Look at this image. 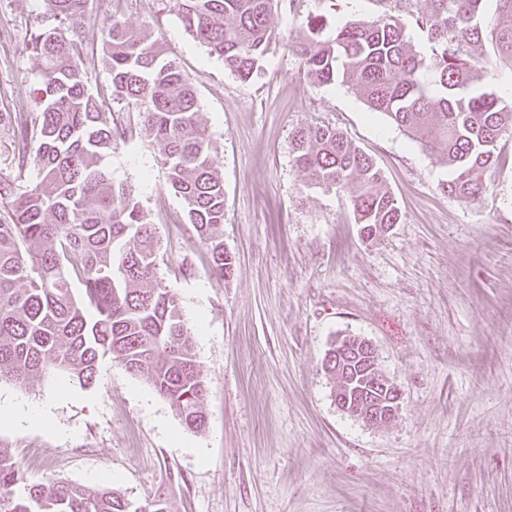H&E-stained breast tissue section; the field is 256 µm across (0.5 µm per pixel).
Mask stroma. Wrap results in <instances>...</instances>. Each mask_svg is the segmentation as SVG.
<instances>
[{
    "instance_id": "35a3bbf8",
    "label": "stroma",
    "mask_w": 512,
    "mask_h": 512,
    "mask_svg": "<svg viewBox=\"0 0 512 512\" xmlns=\"http://www.w3.org/2000/svg\"><path fill=\"white\" fill-rule=\"evenodd\" d=\"M192 78L224 178V250L212 275L185 204L140 134L105 159L156 226L158 275L194 332L206 425L105 357L89 386L57 372L0 383V401L49 410L46 427L0 426L28 479L109 487L169 512H512V132L482 199L450 196L448 165L347 87L314 82L284 44L308 15L325 36L377 18L376 0H274L282 42L243 81L188 33L176 0H119ZM106 0L80 37L93 89L108 87ZM43 0H0V180L26 187L5 114L30 99L40 59L24 45ZM328 125L372 158L402 221L362 237L343 193L306 184L292 133ZM373 342L402 393L372 429L338 410L322 368L340 336Z\"/></svg>"
}]
</instances>
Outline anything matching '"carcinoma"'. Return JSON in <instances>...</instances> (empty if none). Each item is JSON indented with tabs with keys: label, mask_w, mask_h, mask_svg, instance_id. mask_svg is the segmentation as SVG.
Returning <instances> with one entry per match:
<instances>
[{
	"label": "carcinoma",
	"mask_w": 512,
	"mask_h": 512,
	"mask_svg": "<svg viewBox=\"0 0 512 512\" xmlns=\"http://www.w3.org/2000/svg\"><path fill=\"white\" fill-rule=\"evenodd\" d=\"M273 0H176L181 22L209 54L244 81L262 73L271 45ZM430 0V53L417 52L400 19L385 10L370 22L336 28L328 40L319 15L288 44L311 78L352 90L423 150L446 158L448 194L470 202L486 189L512 109L479 89L477 46L512 61V0ZM88 0H44L27 49L42 61L30 111L14 112L18 169L39 181L23 191L0 186V382L30 384L65 370L81 385L110 355L167 399L190 430L206 424L205 381L193 337L172 289L157 275L156 227L132 190L104 166L126 129L89 89L76 38ZM103 45L112 101L141 117L148 146L188 209L213 273L224 277V180L191 77L164 57L157 40L108 11ZM293 162L306 180L346 192L364 236H379L401 211L373 160L330 127H300ZM82 287L76 298L73 284ZM4 512H169L156 501L135 507L111 488L33 482L0 451Z\"/></svg>",
	"instance_id": "cac0c4a2"
}]
</instances>
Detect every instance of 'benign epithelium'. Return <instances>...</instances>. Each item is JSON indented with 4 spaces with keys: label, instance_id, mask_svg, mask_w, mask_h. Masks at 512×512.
<instances>
[{
    "label": "benign epithelium",
    "instance_id": "benign-epithelium-1",
    "mask_svg": "<svg viewBox=\"0 0 512 512\" xmlns=\"http://www.w3.org/2000/svg\"><path fill=\"white\" fill-rule=\"evenodd\" d=\"M336 376V407L365 424L390 425L400 409V392L383 368L372 342L342 336L332 345L324 362Z\"/></svg>",
    "mask_w": 512,
    "mask_h": 512
}]
</instances>
